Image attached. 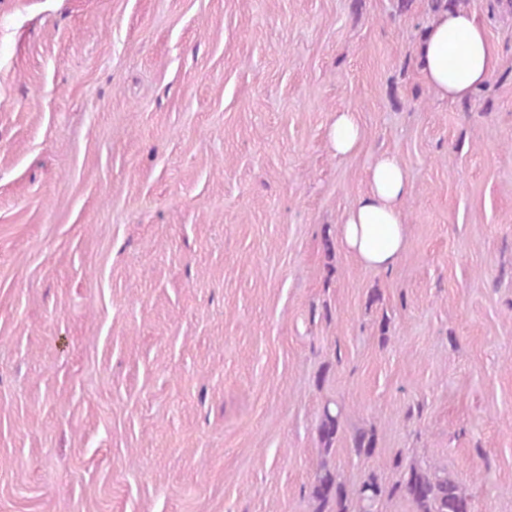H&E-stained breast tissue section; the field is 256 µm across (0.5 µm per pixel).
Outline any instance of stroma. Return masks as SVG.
Returning a JSON list of instances; mask_svg holds the SVG:
<instances>
[{
  "label": "stroma",
  "mask_w": 512,
  "mask_h": 512,
  "mask_svg": "<svg viewBox=\"0 0 512 512\" xmlns=\"http://www.w3.org/2000/svg\"><path fill=\"white\" fill-rule=\"evenodd\" d=\"M459 4L500 65L450 103L434 0H0V512H314L397 458L512 512V0ZM383 152L387 271L339 236ZM362 137L363 132L355 112L336 113L329 131V144L337 157L355 152L362 142ZM340 426V412L327 404L324 407L322 417L318 426L319 437L325 449L328 450L336 439Z\"/></svg>",
  "instance_id": "35a3bbf8"
}]
</instances>
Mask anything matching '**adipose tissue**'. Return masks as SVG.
I'll return each mask as SVG.
<instances>
[{"label": "adipose tissue", "mask_w": 512, "mask_h": 512, "mask_svg": "<svg viewBox=\"0 0 512 512\" xmlns=\"http://www.w3.org/2000/svg\"><path fill=\"white\" fill-rule=\"evenodd\" d=\"M421 73L435 97L469 99L499 66V53L476 13L449 5L436 10L419 46ZM368 187L344 215L345 249L362 264L392 266L404 247L405 203L411 194L400 160L380 154L367 176Z\"/></svg>", "instance_id": "adipose-tissue-1"}]
</instances>
